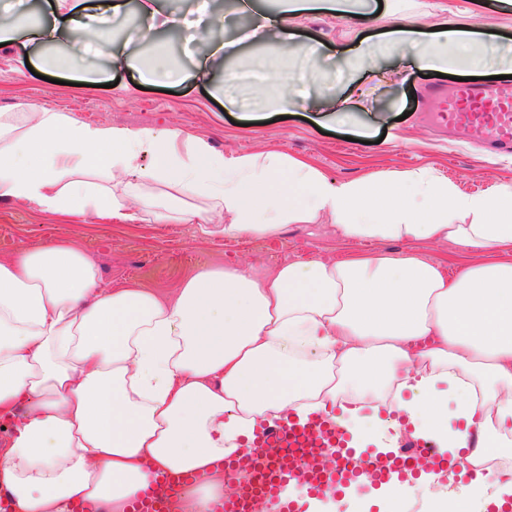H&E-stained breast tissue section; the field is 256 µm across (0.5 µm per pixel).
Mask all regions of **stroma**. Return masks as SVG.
<instances>
[{
    "mask_svg": "<svg viewBox=\"0 0 512 512\" xmlns=\"http://www.w3.org/2000/svg\"><path fill=\"white\" fill-rule=\"evenodd\" d=\"M446 2L449 8L467 7L478 19H490L489 39L507 47L492 73L512 75V5L501 4L500 0ZM293 26L295 45L320 41L325 49L317 58L299 51L292 53L283 68L289 83L325 85L343 97L353 94L357 85H364L362 106L346 122L297 105L289 108L285 120L271 107L251 120L242 112L225 110V69L234 68L240 73L235 83L239 98L256 96L246 63L268 55L267 43L245 46L237 56L218 61L213 81L204 84L194 76V68L182 51L180 35L172 31L160 33L159 38L170 46L183 80L170 88L152 85L145 91L139 87L136 65L115 75L107 72L109 47L104 43L94 56L74 52L68 43L61 46L62 52L73 54L76 65L103 70L105 85L101 88L54 84L20 68L21 57L37 64L49 55V48L18 43L0 48V113L13 111L16 104L29 103L59 109L89 123L176 129L207 138L226 154L274 152L303 159L337 180L417 167L433 168L468 193L483 191L497 180H512V155H488L479 143L448 139L424 121V114L436 108L427 87L436 85L451 95L457 83L447 77H424L422 69L408 57L388 52L383 46L382 19L318 14L294 19ZM362 40L367 41L377 66L400 70L396 82L379 83L349 66L352 50ZM129 206L139 214L132 222L46 213L18 202H0V260L64 241L95 262L104 286H141L166 292L205 268L242 264L265 271L288 261L317 257L342 260L379 249L415 250L442 261L452 274L486 258L482 252L454 255L429 242L343 240L318 224H288L267 237H229L216 230L203 232L200 219L159 223L141 212L137 201H130Z\"/></svg>",
    "mask_w": 512,
    "mask_h": 512,
    "instance_id": "stroma-1",
    "label": "stroma"
}]
</instances>
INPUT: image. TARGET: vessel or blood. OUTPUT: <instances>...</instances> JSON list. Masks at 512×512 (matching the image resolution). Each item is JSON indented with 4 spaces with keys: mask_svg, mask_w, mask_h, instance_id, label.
Wrapping results in <instances>:
<instances>
[{
    "mask_svg": "<svg viewBox=\"0 0 512 512\" xmlns=\"http://www.w3.org/2000/svg\"><path fill=\"white\" fill-rule=\"evenodd\" d=\"M438 117L450 130L475 135L499 148H512V81H502L488 89L473 83L461 84L456 96L440 99ZM258 445L283 449L284 454L270 467L254 459L233 462L232 468L241 478L240 487L217 512H250V491L255 487L275 505V512H297L293 501L282 497L289 481H298L310 491L319 492L347 484L358 474L354 467H327L328 451H335L342 458L351 455L352 450L345 431L326 418L317 417L303 425L294 421L273 423L265 427ZM427 462L424 454L408 459L388 453L367 460L371 476L378 480L403 473L410 464ZM183 481V474H167L132 502L129 512H177L173 491Z\"/></svg>",
    "mask_w": 512,
    "mask_h": 512,
    "instance_id": "obj_1",
    "label": "vessel or blood"
}]
</instances>
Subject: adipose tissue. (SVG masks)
I'll return each mask as SVG.
<instances>
[{
	"mask_svg": "<svg viewBox=\"0 0 512 512\" xmlns=\"http://www.w3.org/2000/svg\"><path fill=\"white\" fill-rule=\"evenodd\" d=\"M360 0H281L257 16L254 33L284 55L294 18L355 16ZM52 19L17 15L0 43L84 51L109 40L108 68L130 67V44L148 47L141 77L177 82L157 40L152 0L130 40L110 23L126 0H47ZM402 0H386V44L430 71L466 78L490 50L463 21L426 36L404 20ZM213 23L190 24L198 78L211 80L229 45ZM458 51L448 63L449 47ZM304 95L314 112H348L349 99L317 86H287V111ZM155 159L142 164L144 152ZM103 172L111 185L90 180ZM170 185L210 203L230 235H274L288 224H325L351 240L426 241L468 251L512 250V181L462 192L434 169L372 172L337 181L284 154H224L209 140L172 129L87 123L70 113L20 107L0 113V201L58 214L95 212L129 219L128 199L152 207L146 188ZM382 396L388 419L339 408L340 396ZM341 409L353 444L376 443L407 422L465 473L456 488L441 468L373 485L361 475L333 493L289 486L306 512H399L422 495L431 512H503L512 476L480 466L512 436V263L466 267L455 276L415 252L291 261L257 275L240 267L204 269L166 295L106 288L92 260L57 242L0 261V485L10 512H127L160 475L198 480L180 493L182 512H213L234 490L225 464L243 455L262 424Z\"/></svg>",
	"mask_w": 512,
	"mask_h": 512,
	"instance_id": "ef3b65f1",
	"label": "adipose tissue"
}]
</instances>
